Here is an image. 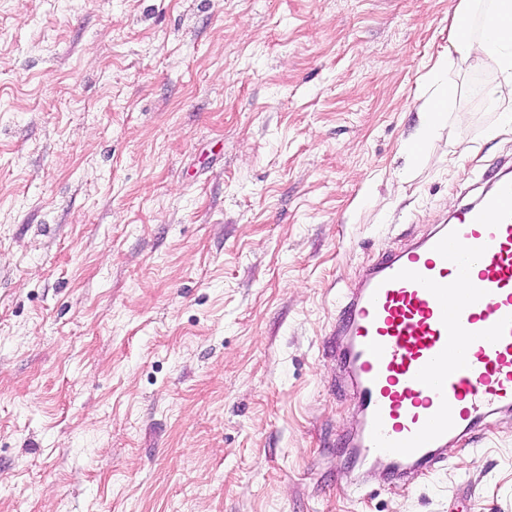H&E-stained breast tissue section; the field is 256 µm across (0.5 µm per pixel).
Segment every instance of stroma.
Masks as SVG:
<instances>
[{
  "instance_id": "35a3bbf8",
  "label": "stroma",
  "mask_w": 512,
  "mask_h": 512,
  "mask_svg": "<svg viewBox=\"0 0 512 512\" xmlns=\"http://www.w3.org/2000/svg\"><path fill=\"white\" fill-rule=\"evenodd\" d=\"M459 0H0V512H512V411L353 490L341 289L512 157ZM432 70L441 80V93L438 96L426 99L419 108L421 113L419 134L404 146V153L410 157L417 156L428 137L435 131L436 125L443 114L442 112L448 106V102L453 100L458 92L453 72L448 66V56L439 58Z\"/></svg>"
}]
</instances>
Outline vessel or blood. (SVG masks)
<instances>
[{"label":"vessel or blood","instance_id":"vessel-or-blood-1","mask_svg":"<svg viewBox=\"0 0 512 512\" xmlns=\"http://www.w3.org/2000/svg\"><path fill=\"white\" fill-rule=\"evenodd\" d=\"M332 344L361 416L345 442L354 486L377 465L398 482L432 472L449 440L511 411L512 178L380 253L343 292Z\"/></svg>","mask_w":512,"mask_h":512}]
</instances>
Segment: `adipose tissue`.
<instances>
[{"label":"adipose tissue","instance_id":"obj_1","mask_svg":"<svg viewBox=\"0 0 512 512\" xmlns=\"http://www.w3.org/2000/svg\"><path fill=\"white\" fill-rule=\"evenodd\" d=\"M479 23V37L454 39L452 49L460 63L472 66L490 63L497 70V82L485 91L489 104L499 111L496 125L487 131L488 137L493 138L500 131L512 128V107L504 104L505 99H512V0H490V6L481 13ZM433 71L441 81V92L426 99L419 108V134L404 146L405 154L411 157L417 156L428 137L435 131L449 101L458 92L447 58H439Z\"/></svg>","mask_w":512,"mask_h":512}]
</instances>
